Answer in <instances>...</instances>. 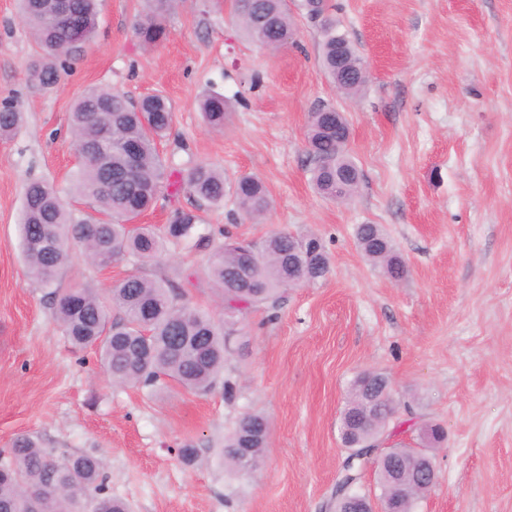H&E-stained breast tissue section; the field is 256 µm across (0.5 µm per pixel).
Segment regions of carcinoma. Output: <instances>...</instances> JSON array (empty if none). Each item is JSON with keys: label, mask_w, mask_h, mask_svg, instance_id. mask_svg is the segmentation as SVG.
<instances>
[{"label": "carcinoma", "mask_w": 512, "mask_h": 512, "mask_svg": "<svg viewBox=\"0 0 512 512\" xmlns=\"http://www.w3.org/2000/svg\"><path fill=\"white\" fill-rule=\"evenodd\" d=\"M99 0H74L83 27L74 31L52 27L49 17L53 0H19L22 22L32 32L38 47L37 66L30 82L41 88L59 84L70 64L79 57L74 44L89 47L98 25ZM177 0H152V11L135 25V35L146 48L166 35L165 18ZM307 16L321 17L322 65L336 88L349 98L366 84L363 61L347 34L336 28L326 0L315 5L301 0ZM236 15L243 35L254 44L278 49L293 40L288 0H242ZM206 124L221 130L230 105L219 93H206L199 102ZM324 108L310 113L306 132L311 162L310 180L327 198H352L362 179L346 146L338 143L336 129L320 117ZM173 108L162 95L132 101L104 87H89L76 99L70 112V132L81 154L66 195L44 181L26 184L19 246L28 276L52 289L56 320L76 348H93L109 380L118 384L155 388L177 382L193 394L210 392L224 369L236 325L251 309L278 305L289 288L325 278L329 259L320 251L319 263L308 264V249L320 243L313 234L295 235L276 231L253 243L254 258L241 255L243 241L229 238L216 246L207 260L209 278L222 301L220 317L182 301L173 283L163 277L135 272L111 288L85 283L63 286L62 274L71 266L76 251L104 268L118 258L131 257L141 265L158 260L172 242L194 238L202 205H224L232 200L244 220L257 221L272 207L265 182L257 175H243L234 184L224 183V173L208 164H198L172 181L158 149L173 124ZM24 114L13 104L0 105V138L14 137L23 127ZM111 136H100L102 128ZM137 141L141 153L128 161L125 144ZM179 185L194 200L190 209H177L168 224L157 228L139 223L140 217L158 199ZM93 210L84 214L72 203ZM358 247L364 256L391 280L406 273V265L387 235L377 224L356 228ZM390 380L381 373L361 372L350 383L340 418V439L349 452L336 483V510L348 512L356 494L362 453L389 430L392 418L382 412L367 428L357 416L371 396L389 400ZM259 430L264 437L251 443L249 462L232 455L246 435ZM269 423L260 414H246L224 443L225 460L232 468L248 473L258 467L267 447ZM389 461L378 465L379 500L395 497L397 486L414 481L423 466L420 453L395 448ZM0 512H130L127 504L105 494L104 465L100 458L47 448L40 440L22 435L8 455L0 458Z\"/></svg>", "instance_id": "1"}]
</instances>
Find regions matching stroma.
<instances>
[{"label":"stroma","instance_id":"stroma-1","mask_svg":"<svg viewBox=\"0 0 512 512\" xmlns=\"http://www.w3.org/2000/svg\"><path fill=\"white\" fill-rule=\"evenodd\" d=\"M331 3L367 71L354 100L326 76L321 36L302 10L293 12L294 44L269 51L238 33L231 0H182L150 50L133 30L147 0H101L94 43L45 91L26 81L36 44L16 0H0V103L25 115L17 135L0 140L1 455L31 434L105 457V491L132 512H334L347 456L340 413L350 381L374 370L397 403L386 447H421L426 423L447 434L434 450L437 481L415 512H512V0ZM90 85L165 95L174 111L160 147L169 170L205 163L229 183L257 174L272 209L255 224L226 206L202 207L198 239L144 267L75 260L65 284L108 288L140 269L212 312L206 261L225 237L312 232L330 257L325 279L245 315L208 394L112 385L94 350L71 347L48 289L26 274L23 188L44 180L67 189L78 165L69 112ZM207 90L232 105L223 131L202 121ZM322 105L344 112L362 173L343 204L310 181L305 134ZM360 224L389 235L407 262L402 281L363 256ZM246 413L270 427L251 475L221 453Z\"/></svg>","mask_w":512,"mask_h":512}]
</instances>
